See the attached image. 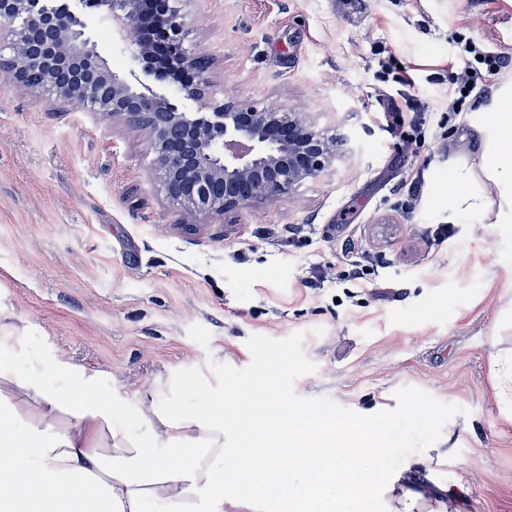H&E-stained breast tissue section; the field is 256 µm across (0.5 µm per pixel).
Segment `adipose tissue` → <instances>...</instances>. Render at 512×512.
Here are the masks:
<instances>
[{"label": "adipose tissue", "mask_w": 512, "mask_h": 512, "mask_svg": "<svg viewBox=\"0 0 512 512\" xmlns=\"http://www.w3.org/2000/svg\"><path fill=\"white\" fill-rule=\"evenodd\" d=\"M477 132L480 161L453 167L448 217L511 224L512 80ZM23 341L0 323V512H259L255 485L287 495L293 512H349L376 494L386 512H457L447 487L413 482L408 467L374 481L380 458L337 445L331 421L314 434L307 460L288 467L271 453L260 470L227 438L220 407L188 414L151 403L130 430L119 407L99 400L96 374L44 360L22 367ZM50 369L75 388L73 397L40 380Z\"/></svg>", "instance_id": "1"}]
</instances>
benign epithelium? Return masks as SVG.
Returning <instances> with one entry per match:
<instances>
[{
    "label": "benign epithelium",
    "instance_id": "1",
    "mask_svg": "<svg viewBox=\"0 0 512 512\" xmlns=\"http://www.w3.org/2000/svg\"><path fill=\"white\" fill-rule=\"evenodd\" d=\"M88 3L109 18L113 35L147 72L176 63L180 92L201 111L183 112L163 97L134 91L88 47L69 10L39 8L38 0H0L10 50L5 79L61 102L81 101L145 133L166 196L196 221L286 197L335 161L336 140L294 109L218 99L210 72L186 44L190 13L174 0Z\"/></svg>",
    "mask_w": 512,
    "mask_h": 512
}]
</instances>
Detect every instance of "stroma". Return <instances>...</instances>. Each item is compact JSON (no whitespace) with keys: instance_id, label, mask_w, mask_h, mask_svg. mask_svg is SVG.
Masks as SVG:
<instances>
[{"instance_id":"35a3bbf8","label":"stroma","mask_w":512,"mask_h":512,"mask_svg":"<svg viewBox=\"0 0 512 512\" xmlns=\"http://www.w3.org/2000/svg\"><path fill=\"white\" fill-rule=\"evenodd\" d=\"M66 4L108 67L180 110L197 102L145 73L84 0ZM187 44L211 63L225 101L288 105L341 138L342 157L288 198L199 224L151 183L143 133L80 106L0 87V318L25 357L98 372L101 398L139 427L142 398L161 400L175 371L210 361L245 368L248 339L299 333L315 365L303 398L362 416L394 409L411 386L466 408L427 447L432 474L460 491V512H512V410L490 362L512 307V224L448 221L442 194L457 158L478 162L475 127L492 98L442 123L458 37L512 50V0H195ZM406 67V86L388 77ZM426 117L407 148L389 99ZM422 174L411 199L406 183ZM289 224L308 225L290 238ZM356 237L369 288L342 279ZM330 277L317 286L319 273Z\"/></svg>"}]
</instances>
